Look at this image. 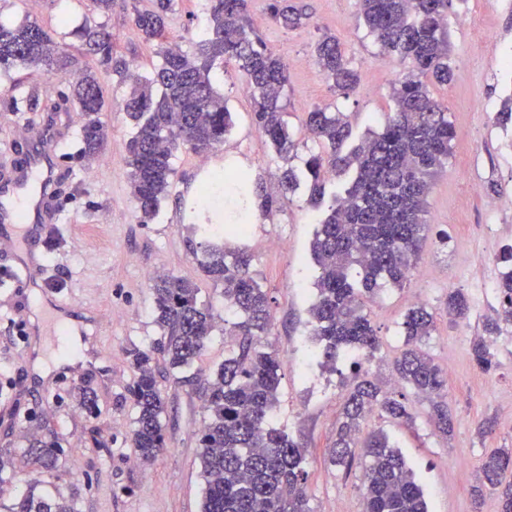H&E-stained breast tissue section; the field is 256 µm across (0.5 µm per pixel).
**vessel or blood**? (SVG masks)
Listing matches in <instances>:
<instances>
[{
    "instance_id": "b4317fda",
    "label": "vessel or blood",
    "mask_w": 512,
    "mask_h": 512,
    "mask_svg": "<svg viewBox=\"0 0 512 512\" xmlns=\"http://www.w3.org/2000/svg\"><path fill=\"white\" fill-rule=\"evenodd\" d=\"M55 137L53 128L42 127L37 136L39 148L32 158L0 177V221L15 227L14 234L0 237V247L16 254L22 279L30 287L40 285L45 260L28 249L27 243L59 218L54 195L58 180ZM64 310L63 304L52 301L48 314L34 322V329L44 337H55L63 325Z\"/></svg>"
}]
</instances>
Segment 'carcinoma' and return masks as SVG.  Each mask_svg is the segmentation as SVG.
<instances>
[{"label": "carcinoma", "mask_w": 512, "mask_h": 512, "mask_svg": "<svg viewBox=\"0 0 512 512\" xmlns=\"http://www.w3.org/2000/svg\"><path fill=\"white\" fill-rule=\"evenodd\" d=\"M249 0H205L208 27L202 36L187 39L186 47L161 41L177 0H153V8L135 10V23L148 42H157L153 70L141 74L137 65L114 54L108 20L114 0H93L98 21L84 23L70 35L78 38L103 72L130 86L124 109L133 121L125 166L139 223L148 224L169 196L176 169L174 152L180 145L194 151H214L224 143L233 125L224 95L215 86L216 72L229 66L240 72L253 91V115L259 131L277 156H298L282 99L288 88V67L253 30ZM360 18L385 53L408 64L393 88L394 109L383 129L369 134L350 151L351 137L344 113L334 106L307 113L311 139L329 148L312 154L304 168L292 167L280 176L282 192L300 184L312 202L323 200L327 175L355 171L344 195L334 197L319 222L312 243L318 268L316 295L309 308L312 339L319 345V364L336 370V359L350 353L371 357L380 345L365 301L386 285L400 287L419 258L426 240L428 197L433 177L448 164L457 136L448 106L435 99L428 82L446 85L453 79L448 40V9L452 0H357ZM306 13L288 0H273L270 18L283 27H297ZM314 60L335 90L346 95L359 82L358 70L343 44L325 33L316 42ZM60 43L35 20L9 19L0 12V82L8 85L4 104L13 112H33L40 99L17 82L15 74L30 68L57 74L66 69ZM71 95L63 101L78 105L81 124L77 156L93 160L103 151L107 126L102 119L104 89L97 72L86 70L69 81ZM229 185L239 199L238 215L225 234L237 236L250 223L245 200L255 194L262 215L279 209V199L252 185L251 174L230 168L208 187ZM194 223L207 242L199 264L212 280L224 284V305L236 321L229 333L240 337L237 349L224 358L208 382L204 408L208 420L200 432V460L205 483L201 512H311L308 507L305 451L283 429L273 414L283 362L263 348L268 334L270 298L250 275V257L231 252L224 241L208 236L215 215L194 211ZM154 323L160 331L149 350L132 348L129 363L137 374L130 389L136 409L132 447L139 462L149 465L164 451L163 415L166 402L158 386L155 355L173 370L192 366L205 339L216 327L211 307L198 299L199 289L172 274L156 276L151 285ZM499 309L487 323L491 333L512 325V267L497 284ZM469 309L465 295L448 293V315L463 318ZM406 349L395 361L399 380L430 399L438 432H453V417L443 397L447 381L442 370L421 348L435 328V316L423 304L410 309L401 323ZM476 364L484 371L496 365L495 355L482 338L472 344ZM379 409L393 420L409 422L412 414L404 395H395L366 377L348 393L336 422L332 464L351 466L357 445L364 448L365 512H428L424 492L404 456L380 432L361 436L367 413ZM28 455L37 469L58 464L59 441L46 430L27 437ZM512 469V448H495L483 459L485 483L497 490L499 512H512V482L502 474ZM6 512H77L73 502L27 494L6 506Z\"/></svg>", "instance_id": "cac0c4a2"}]
</instances>
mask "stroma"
Masks as SVG:
<instances>
[{
	"label": "stroma",
	"mask_w": 512,
	"mask_h": 512,
	"mask_svg": "<svg viewBox=\"0 0 512 512\" xmlns=\"http://www.w3.org/2000/svg\"><path fill=\"white\" fill-rule=\"evenodd\" d=\"M303 7L306 23L282 28L268 20L270 0H251L250 20L267 46L288 65L283 99L288 127L300 144L294 166L320 147L309 138V111L334 103L345 112L353 141L380 130L392 112V88L406 64L381 52L359 19L356 0H293ZM152 0H117L109 25L117 55L135 60L142 71L156 61L154 47L134 22L135 10ZM6 15L38 21L61 38L66 74L31 71L28 85H46L48 95L64 90L68 77L93 68L95 61L65 29L93 21L92 0H7ZM336 35L358 69L360 80L349 94L331 86L312 60L322 33ZM448 32L455 77L448 85H431L434 97L448 107L457 129L446 167L428 198L427 240L404 287L383 288L366 311L381 339L378 351L362 362L367 378L388 381L391 364L405 347L400 324L409 309L426 304L436 327L422 348L447 378L448 407L454 417L450 437L431 420L428 401L402 386L413 420L403 423L372 413L363 433L383 431L401 451L422 486L428 512H498L493 491L475 502L473 489L481 462L492 449L512 448V327L486 335L485 324L498 306L496 283L504 269L502 251L512 246V125L496 119L512 96V0H453ZM105 91L103 119L108 137L103 154L92 161L75 156L80 126L74 102L57 112H11L0 105V153L23 161L28 137L39 125L59 124L64 134L58 153L67 173L60 182L64 209L60 222L44 235L43 278L72 314L94 313V359L71 353L62 340L46 341L52 372L38 379L27 356L24 322L37 300L31 289H13L9 275L16 264L0 249V503H12L36 484L39 493L74 501L78 512H201L204 481L197 435L207 415L205 384L235 348L236 337L216 326L189 370L195 384L180 372L160 368L158 384L167 403L166 448L149 466L140 465L131 446L135 408L128 393L135 374L130 348H151L159 332L153 323L151 271L164 262L167 273L194 282L201 302L226 318L222 286L207 277L196 253L202 241L171 193L154 221L139 223L125 166L128 139L125 88L115 76L100 73ZM218 86L235 125L221 150L225 163L249 167L269 192H277L282 165L252 122V97L244 77L228 70ZM306 188L281 199L279 211L253 213L247 237L233 240L251 256L250 274L272 296L271 328L264 341L284 363L275 423L306 450L307 494L312 512H364L363 466L339 470L330 462L336 419L353 383L350 361L339 360L325 372L310 360L312 326L308 309L314 297L315 264L311 244L322 211L307 203ZM278 247H270V240ZM467 297L466 317L452 319L449 292ZM486 337L496 366L482 371L471 355L475 338ZM89 390L95 409L77 400ZM491 422L493 432L480 428ZM51 428L59 437L57 469H34L27 456L25 432Z\"/></svg>",
	"instance_id": "35a3bbf8"
}]
</instances>
